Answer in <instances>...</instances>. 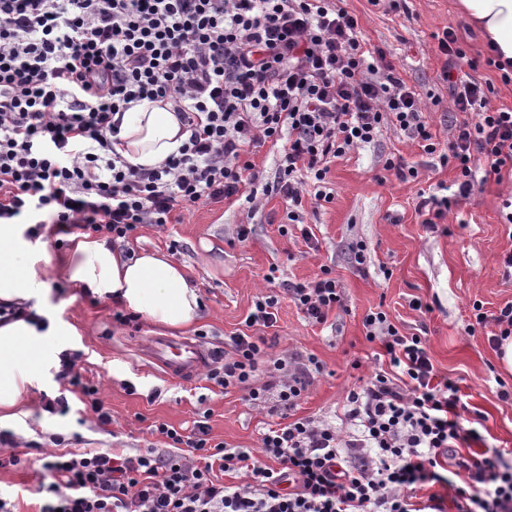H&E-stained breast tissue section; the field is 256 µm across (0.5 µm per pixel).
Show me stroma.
<instances>
[{
  "label": "stroma",
  "instance_id": "35a3bbf8",
  "mask_svg": "<svg viewBox=\"0 0 512 512\" xmlns=\"http://www.w3.org/2000/svg\"><path fill=\"white\" fill-rule=\"evenodd\" d=\"M361 19L369 47L383 49L424 105L440 140L457 117L448 86L439 75L446 58L433 35L453 28L469 57L486 54L483 33L457 10V0H407L404 10L389 9L386 0H340ZM396 158L418 170L416 180L402 182L383 168ZM333 202L308 209L305 223L312 234L304 240L299 229L280 234L286 221L283 201L258 196L243 201L201 204L187 212L182 223L159 228L144 224L116 250L132 256L158 250L185 266L201 297L199 317L187 336L212 350L226 348L230 336L244 327L260 294H279L282 284L312 279L320 266L335 271L344 307L327 323H310L288 298L278 305L277 339L280 355L315 356L323 371L315 375L297 414L343 426L348 393L363 385L383 361L379 342L367 341L363 319L383 310L403 333L425 337L434 366L459 381L464 415L475 421L482 436L480 448L490 456L512 461V398L501 399V387L512 388L499 350L490 341L494 323L467 334L474 305L495 313L512 303V274L503 257L512 251V223L504 203L512 198V173L490 176L482 190L462 198L435 225L425 224L416 210L423 191L452 185L454 174L415 143L382 128L370 146L348 152L331 165ZM251 225L249 241L236 239V227ZM363 242L367 261L353 262L349 247ZM70 238L46 225L33 251L48 272L49 293L43 310L63 329L58 344L79 354L77 369L84 382L99 389L112 414L110 426H100L80 393H66L69 410L52 414L43 401L66 392L53 373L27 386L18 397L16 419L6 427L17 448L28 450L29 464L0 470V498L12 512H40L50 498L51 483L40 466L55 453L90 448H113L135 456L165 447L164 438L149 428L164 422L189 433L195 421L207 420L214 441L231 448L260 446L269 421L266 410L252 406L239 390L222 391L205 378L179 381L164 375L148 358L144 339L159 325L138 318L122 325L114 315L122 306L103 301L62 272ZM275 282H266L267 274ZM418 300L427 313L410 306Z\"/></svg>",
  "mask_w": 512,
  "mask_h": 512
}]
</instances>
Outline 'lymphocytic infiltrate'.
<instances>
[{
    "label": "lymphocytic infiltrate",
    "instance_id": "obj_1",
    "mask_svg": "<svg viewBox=\"0 0 512 512\" xmlns=\"http://www.w3.org/2000/svg\"><path fill=\"white\" fill-rule=\"evenodd\" d=\"M456 111L440 143L419 98L384 53L366 48L358 17L335 0H0V220L56 224L128 240L142 224L172 223L203 203L276 195L289 224L306 204L332 202V159L375 141L382 127L416 141L455 174V195L420 196L419 214L442 218L485 176L512 169V107H493L512 83L497 54L468 57L453 29L437 36ZM496 69L499 82L479 77ZM172 103L189 137L157 167L117 153L118 116L131 102ZM281 144L273 181L254 157ZM309 322L343 306L332 269L286 285ZM279 299L257 297L244 331L215 356L207 381L244 390L272 418L259 451L213 442L206 421L135 456L112 449L56 455L40 512H512V463L460 453L479 440L460 388L434 367L424 337L368 313L388 369L346 397V429L296 416L321 365L272 355L267 329ZM243 475L244 484L219 480Z\"/></svg>",
    "mask_w": 512,
    "mask_h": 512
}]
</instances>
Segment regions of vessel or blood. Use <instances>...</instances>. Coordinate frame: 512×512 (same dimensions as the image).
Here are the masks:
<instances>
[{"mask_svg": "<svg viewBox=\"0 0 512 512\" xmlns=\"http://www.w3.org/2000/svg\"><path fill=\"white\" fill-rule=\"evenodd\" d=\"M147 352L164 374L186 381L195 379L210 358L209 351L199 341L179 336H151L147 340Z\"/></svg>", "mask_w": 512, "mask_h": 512, "instance_id": "1", "label": "vessel or blood"}]
</instances>
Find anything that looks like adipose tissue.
I'll list each match as a JSON object with an SVG mask.
<instances>
[{"instance_id": "ef3b65f1", "label": "adipose tissue", "mask_w": 512, "mask_h": 512, "mask_svg": "<svg viewBox=\"0 0 512 512\" xmlns=\"http://www.w3.org/2000/svg\"><path fill=\"white\" fill-rule=\"evenodd\" d=\"M459 10L504 59L512 61V0H459ZM119 153L131 164L155 167L177 154L184 139L171 105L142 100L122 116ZM24 224L0 223V301L25 303L40 310L48 293L46 270L33 256ZM66 273L99 299L116 300L151 322L180 329L197 316L200 298L184 268L159 252L127 259L105 240H76L66 258ZM56 324L46 330L25 319L0 324V425L13 421L22 388L58 362L53 343Z\"/></svg>"}]
</instances>
